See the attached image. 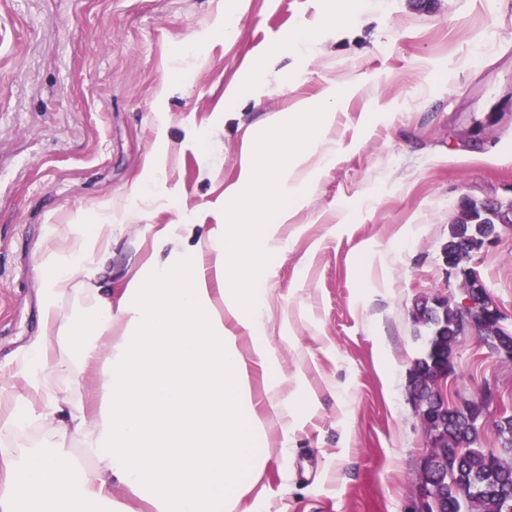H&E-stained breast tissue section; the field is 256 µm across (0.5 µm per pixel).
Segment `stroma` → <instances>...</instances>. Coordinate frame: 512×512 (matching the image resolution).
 <instances>
[{
    "label": "stroma",
    "instance_id": "stroma-1",
    "mask_svg": "<svg viewBox=\"0 0 512 512\" xmlns=\"http://www.w3.org/2000/svg\"><path fill=\"white\" fill-rule=\"evenodd\" d=\"M259 65L267 86L229 105ZM300 105L334 107L335 153L267 272L277 371L251 373L270 452L253 512H410L426 446L410 310L459 292L441 247L460 202L512 199V0H0V376L39 331L50 225L111 206L96 280L120 295L169 256L161 225L223 222L245 149ZM468 266L511 317L512 224ZM453 365L449 393L512 410V365L483 342L461 338ZM276 376L287 431L268 413ZM57 441L49 417L0 432L22 462Z\"/></svg>",
    "mask_w": 512,
    "mask_h": 512
}]
</instances>
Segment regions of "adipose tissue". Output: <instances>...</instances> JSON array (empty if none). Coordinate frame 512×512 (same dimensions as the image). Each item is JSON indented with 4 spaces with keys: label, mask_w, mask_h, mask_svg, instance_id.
Segmentation results:
<instances>
[{
    "label": "adipose tissue",
    "mask_w": 512,
    "mask_h": 512,
    "mask_svg": "<svg viewBox=\"0 0 512 512\" xmlns=\"http://www.w3.org/2000/svg\"><path fill=\"white\" fill-rule=\"evenodd\" d=\"M332 119L304 106L288 123L268 118L257 162L224 193L223 223L194 245L184 219L166 225L170 256L144 263L120 302L88 284L93 263L112 258L111 209L52 226L58 244L37 263L40 332L0 379V428L52 417L61 446L22 470L0 448V512H253L269 458L255 445L250 370L277 363L261 272L280 252L278 225L331 160ZM72 295L79 303L65 310ZM228 318L247 329L249 352L225 334Z\"/></svg>",
    "instance_id": "ef3b65f1"
}]
</instances>
